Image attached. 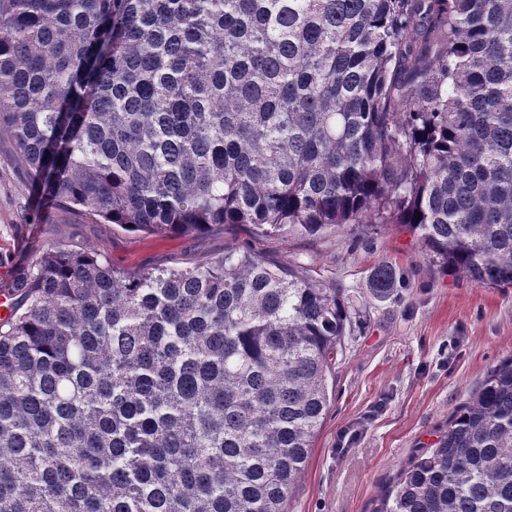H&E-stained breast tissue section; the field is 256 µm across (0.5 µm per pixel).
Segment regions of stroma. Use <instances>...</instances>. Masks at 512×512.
<instances>
[{"label": "stroma", "instance_id": "obj_1", "mask_svg": "<svg viewBox=\"0 0 512 512\" xmlns=\"http://www.w3.org/2000/svg\"><path fill=\"white\" fill-rule=\"evenodd\" d=\"M15 145L0 138V290L15 265L70 239L114 267H190L248 249L339 289L351 324L338 355L335 396L287 512H371L383 487L448 414L512 355V289L481 288L430 263L397 224L332 235L267 236L246 224L158 237L95 224L37 203ZM394 274L379 289L375 273Z\"/></svg>", "mask_w": 512, "mask_h": 512}]
</instances>
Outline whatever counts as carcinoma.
<instances>
[{"instance_id": "carcinoma-1", "label": "carcinoma", "mask_w": 512, "mask_h": 512, "mask_svg": "<svg viewBox=\"0 0 512 512\" xmlns=\"http://www.w3.org/2000/svg\"><path fill=\"white\" fill-rule=\"evenodd\" d=\"M2 136L98 224H403L512 288V0H0ZM8 292L0 512H285L337 289L244 248L129 271L62 239ZM372 512H512V357Z\"/></svg>"}]
</instances>
